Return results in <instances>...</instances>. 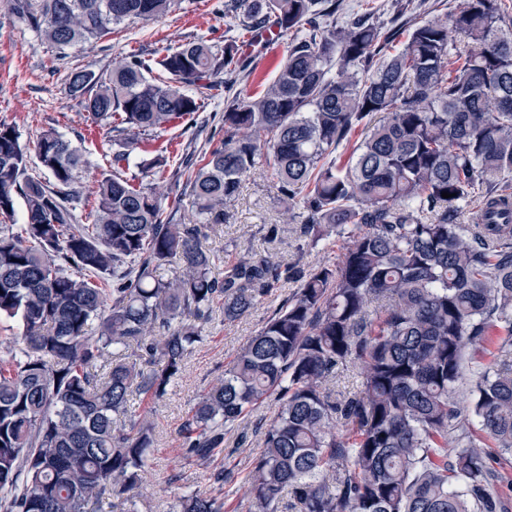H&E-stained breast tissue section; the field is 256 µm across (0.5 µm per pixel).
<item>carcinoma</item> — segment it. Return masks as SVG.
Wrapping results in <instances>:
<instances>
[{"label":"carcinoma","mask_w":512,"mask_h":512,"mask_svg":"<svg viewBox=\"0 0 512 512\" xmlns=\"http://www.w3.org/2000/svg\"><path fill=\"white\" fill-rule=\"evenodd\" d=\"M177 3L9 0L59 49ZM425 3L338 19L340 0H231L237 35L220 49L197 39L72 73L87 120L125 148L97 180L91 224L69 207L90 167L82 145L43 131L44 182L0 123V215L25 212L19 231L0 229V319L21 323L0 360V512L134 498L153 438L130 396L167 394L214 305L234 321L286 283L184 423L183 456L210 463L272 398L243 478L249 512H512V364L483 362L492 329L512 337V15L505 0H465L389 52ZM271 22L289 38L277 74L257 93L234 89L242 46ZM221 77L224 134L182 161L200 220L181 224L120 163L139 136L197 110L184 86ZM258 170L296 202L312 243L343 240L339 262L305 270L249 252L215 273L205 242ZM347 365L360 386L343 394L328 383ZM177 512H224V499L189 492Z\"/></svg>","instance_id":"1"}]
</instances>
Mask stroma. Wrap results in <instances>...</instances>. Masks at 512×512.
<instances>
[{
    "instance_id": "1",
    "label": "stroma",
    "mask_w": 512,
    "mask_h": 512,
    "mask_svg": "<svg viewBox=\"0 0 512 512\" xmlns=\"http://www.w3.org/2000/svg\"><path fill=\"white\" fill-rule=\"evenodd\" d=\"M224 3L225 0H181L161 20L130 21L102 39L61 51L14 13L6 0H0V123L15 126L22 142L30 146L43 130L51 127L66 138L81 139L91 167L82 175L81 194L74 202L79 223H91L96 181L100 175L111 173L112 157L120 147L107 129L87 122L69 89L71 73L106 70L133 54L153 59L193 39L223 46L233 25L232 18L224 14ZM284 50L280 44L250 53L243 83L253 91L262 90L274 78ZM185 92L195 98L197 111L144 137L141 149L130 154L125 168L131 176L138 173L141 161L160 158V167L152 169L146 181L164 195L167 209L178 211L184 223L192 224L196 217L188 204L180 201L174 183L185 151L205 152L214 130L223 126L224 86H189ZM288 207V201L280 198L265 175L255 172L243 181L227 211L223 229L212 235L207 245L227 262L236 261L249 248L272 252L282 261L305 268L336 261L342 252L341 243L315 245L298 237L296 224L287 221ZM270 224L284 227L281 238L273 243L266 238L265 228ZM290 291L287 285L274 289L263 303L233 322L225 321L221 308H214L210 321L203 326L204 341L188 356L166 397L145 401L141 396H132V409L151 423L154 438L146 480L135 497L137 512H174L178 497L185 492L213 490L214 470L244 473L250 459L260 451L261 440L255 427L274 416L277 406L272 402L262 404L240 427L229 432L224 438L223 454L207 465L182 455L180 432L209 385L223 376L240 347L264 325Z\"/></svg>"
}]
</instances>
